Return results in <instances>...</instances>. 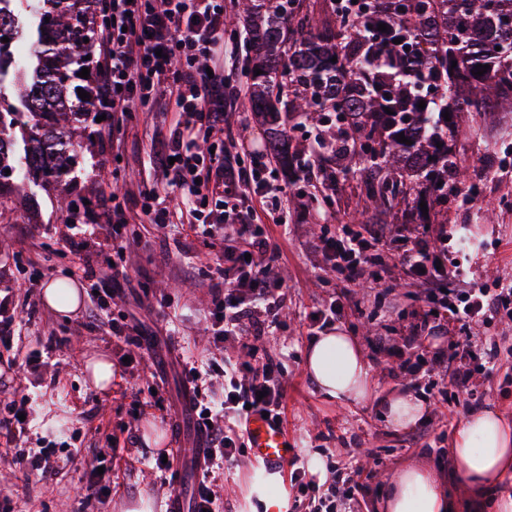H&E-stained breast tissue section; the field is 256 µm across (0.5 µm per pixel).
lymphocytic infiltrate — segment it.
Returning <instances> with one entry per match:
<instances>
[{
    "mask_svg": "<svg viewBox=\"0 0 512 512\" xmlns=\"http://www.w3.org/2000/svg\"><path fill=\"white\" fill-rule=\"evenodd\" d=\"M224 0H112L103 17L96 44L97 110L107 123L130 112L157 105L160 92L178 114L168 139L150 137L154 174L138 190L140 211L148 223L166 228L170 210L184 203L188 181L202 179L216 198L217 209L187 207L189 222L210 247L220 250L215 272L220 287L208 329L224 347L223 362L184 370L193 394L189 408L207 440L196 468L201 476L192 512H219L215 472L247 452L251 415L284 414L281 366L262 350L271 329L279 327L284 283L278 271L280 249L275 228L288 225V191L267 170L263 155L248 164L224 162L223 149L201 151L224 130V67L218 51L224 45ZM98 220L108 229L105 241L76 245L83 278L92 291L91 325L109 328L113 337L142 349L141 330L111 315L112 291L105 281L126 278L124 263L129 238L125 202L111 194L96 203ZM321 233L309 247L323 263L342 275L346 291L323 299L304 319L309 329L322 330L364 315L365 300H352L348 289L369 281L394 294L396 284L374 272L389 251H396L407 284L417 287L418 310L399 341L376 336L371 352L387 350L395 360L389 372L405 389H424L443 407L465 403L479 408L494 388L512 386V352L489 330L512 331V282L489 288L470 279L460 266H448L444 233L401 224H340L329 229V213H315ZM427 371H420L421 361ZM291 480L307 496L311 512H361L360 496L377 478V466L356 461L349 470H332L324 482L307 479L299 458H292Z\"/></svg>",
    "mask_w": 512,
    "mask_h": 512,
    "instance_id": "f902f5d3",
    "label": "lymphocytic infiltrate"
}]
</instances>
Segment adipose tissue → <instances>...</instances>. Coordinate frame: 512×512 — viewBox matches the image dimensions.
Returning <instances> with one entry per match:
<instances>
[{
  "label": "adipose tissue",
  "mask_w": 512,
  "mask_h": 512,
  "mask_svg": "<svg viewBox=\"0 0 512 512\" xmlns=\"http://www.w3.org/2000/svg\"><path fill=\"white\" fill-rule=\"evenodd\" d=\"M306 370L331 400L361 403L371 395L369 366L355 337L346 332L312 339ZM456 473L480 492L512 476V428L495 410L472 413L457 427L449 450ZM382 512H455L433 471L422 463L401 468L392 479Z\"/></svg>",
  "instance_id": "adipose-tissue-1"
}]
</instances>
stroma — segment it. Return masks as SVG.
Returning a JSON list of instances; mask_svg holds the SVG:
<instances>
[{"label":"stroma","mask_w":512,"mask_h":512,"mask_svg":"<svg viewBox=\"0 0 512 512\" xmlns=\"http://www.w3.org/2000/svg\"><path fill=\"white\" fill-rule=\"evenodd\" d=\"M176 112L155 107L141 109L126 120L112 137L95 140L71 174V183L32 186L15 182L8 208L0 209V300L7 313L22 317L21 338L13 350L0 353V401L31 395L36 400L29 440L48 435H74L81 452L64 460L56 477L41 478L17 462L10 437L0 430V490L9 495L11 512H127L139 499L151 500L154 512H166L171 488L166 475L155 466L166 448H202L206 439L188 408L190 385L178 363L179 356L196 361L218 358L205 330L216 280L202 272L213 263L215 250L205 245L188 227L174 224L165 233L154 225L136 224L137 241L126 254L128 280L111 303V310L125 316L156 339L144 350L138 371H115L108 392L93 389L84 370L94 354L119 361L126 350L101 330L87 329L88 306L70 316L52 310L42 299V287L56 280L80 283L79 258L69 240H83L85 228L58 199L69 186L89 200L118 192L133 198L148 173L149 164L141 139L144 132L168 133ZM452 138V149L467 167L468 182L479 185L481 200L472 205H449L447 214L432 216L448 231V255L470 266L478 280L488 268L502 264L512 275V177L483 178L487 169H512V112H465ZM120 145L123 159L113 163L112 147ZM493 205V219H486V205ZM308 195L288 202V234L279 238L283 271L284 323L270 338V351L284 366V427L291 455H296L323 479L326 465L344 468L370 450L381 464L378 478L363 494L362 512H377L387 487L405 464L423 460L455 500L457 512H491L488 503L472 499L457 473L448 469V450L453 431L448 428L435 401H428L425 418L407 430L394 429L373 400L361 404L339 403L320 393L305 369L309 329L300 312L318 300L340 291L335 273L317 266L305 242L317 227ZM24 250L42 273L40 287L26 290L24 275L14 260ZM415 307L412 296L398 297L392 316L344 324V331L359 344L374 334L395 335ZM38 353L36 364L12 367L11 359ZM160 387L169 410L134 411L132 395L147 387ZM135 431V446L125 444ZM112 468L100 472L104 459ZM290 470L266 474L252 456L225 463L217 475L218 491L226 495L233 512H269L278 506L290 512L294 504ZM111 487L104 498H88L90 480Z\"/></svg>","instance_id":"obj_1"}]
</instances>
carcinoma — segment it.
Returning a JSON list of instances; mask_svg holds the SVG:
<instances>
[{"instance_id": "carcinoma-1", "label": "carcinoma", "mask_w": 512, "mask_h": 512, "mask_svg": "<svg viewBox=\"0 0 512 512\" xmlns=\"http://www.w3.org/2000/svg\"><path fill=\"white\" fill-rule=\"evenodd\" d=\"M97 5L0 0V84L13 81L11 93L0 92V170L14 179L59 182L92 142L94 77L77 73L92 68ZM324 9L334 21L319 23L307 0H237L224 17V34L244 36L233 76L246 86L242 108L266 126L275 169L297 179L306 170L327 191L368 172L365 201L385 224L398 220L394 201L413 190L414 209L424 201L448 210V180L460 165L443 114L512 112V0H324ZM480 64L489 65L481 76ZM306 123L335 148L317 155L295 142L291 130ZM18 128L28 135L20 154ZM401 132L412 144L398 142Z\"/></svg>"}]
</instances>
